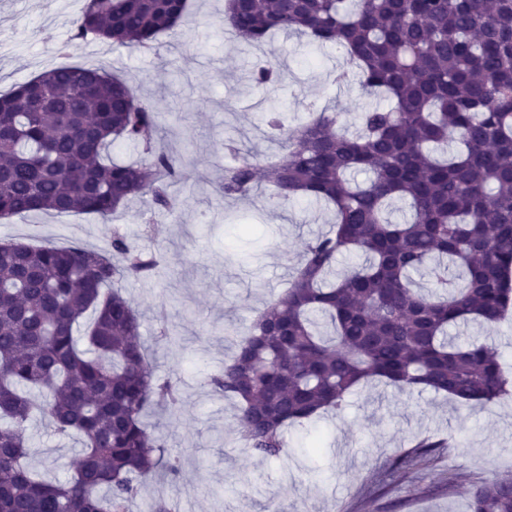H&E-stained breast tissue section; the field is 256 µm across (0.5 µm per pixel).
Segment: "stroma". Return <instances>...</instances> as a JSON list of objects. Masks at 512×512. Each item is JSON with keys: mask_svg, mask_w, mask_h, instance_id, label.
I'll list each match as a JSON object with an SVG mask.
<instances>
[{"mask_svg": "<svg viewBox=\"0 0 512 512\" xmlns=\"http://www.w3.org/2000/svg\"><path fill=\"white\" fill-rule=\"evenodd\" d=\"M84 4L0 0V92L63 65L122 76L157 112L164 146L186 154V178L173 188L181 207L152 216L135 200L106 222L92 214L0 219V241L105 249L119 232L162 256L154 276L121 287L140 316L156 375L179 381L177 410L152 422L179 452L180 473L148 482L132 512H147L159 497L178 502L180 512H266L272 496L283 512H467L474 484L512 473V399L461 408L430 391L398 395L373 381L348 396L341 414L289 429L286 455L269 461L242 450L232 403L205 383L233 351V335L287 288L305 242L331 222L326 206L305 198L278 204L264 187L219 201L221 169L236 161L222 144L231 137L241 150L274 152L262 123L273 100L291 125L307 119L312 102L355 123L375 100L357 82L331 83L341 51L299 36L246 45L220 24L224 0H190L185 22L152 51L75 42L71 30ZM266 58L284 74L278 87L244 78ZM29 435V464L45 478L66 479L74 441L40 420ZM420 435L447 445L416 468L389 470Z\"/></svg>", "mask_w": 512, "mask_h": 512, "instance_id": "1", "label": "stroma"}]
</instances>
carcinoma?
Listing matches in <instances>:
<instances>
[{
    "instance_id": "carcinoma-1",
    "label": "carcinoma",
    "mask_w": 512,
    "mask_h": 512,
    "mask_svg": "<svg viewBox=\"0 0 512 512\" xmlns=\"http://www.w3.org/2000/svg\"><path fill=\"white\" fill-rule=\"evenodd\" d=\"M188 11V0H87L72 38L149 49ZM222 24L250 46L276 33L332 44L347 64L334 81L390 101L362 109L353 136L334 109L311 104L293 127L273 105L263 121L278 151L224 166L226 202L266 184L280 201L324 202L336 217L207 381L237 408L243 449L280 459L288 428L340 412L372 380L460 407L512 396L495 347L448 336L512 308V0H225ZM251 78L274 86L281 72L266 60ZM158 129L153 108L99 67L54 68L0 93V218L108 220L135 199L173 211L171 188L186 173L156 146ZM118 142L145 159H105ZM360 171L368 178L357 182ZM399 201L409 216L394 223ZM344 252L364 260L328 281ZM157 267L154 252L118 232L109 250L22 244L0 254V512H129L148 478L179 474L147 423L176 408L178 388L154 374L140 316L117 290ZM420 271L424 288L411 279ZM37 411L81 444L64 481L40 479L26 461ZM439 445L424 436L394 467ZM468 508L512 512V475L471 487Z\"/></svg>"
}]
</instances>
